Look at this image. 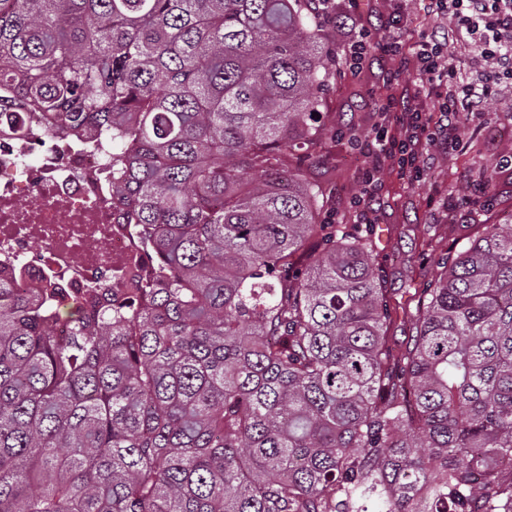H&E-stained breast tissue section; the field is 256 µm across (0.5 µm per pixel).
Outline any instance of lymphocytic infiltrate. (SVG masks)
Segmentation results:
<instances>
[{
    "label": "lymphocytic infiltrate",
    "mask_w": 512,
    "mask_h": 512,
    "mask_svg": "<svg viewBox=\"0 0 512 512\" xmlns=\"http://www.w3.org/2000/svg\"><path fill=\"white\" fill-rule=\"evenodd\" d=\"M427 12L452 19L447 37L425 33L414 46H406L402 30L408 20L398 10L390 15L382 33L354 26L342 35L352 76H361L367 58L375 55L398 62L400 69L414 68L436 101L433 116L414 97L403 104L390 97L381 104V111L391 113L399 134L390 137L381 132L361 144L368 160L365 192L377 190L380 173L391 158L412 178H420L425 145L441 138L454 141L460 110H479L493 85L512 81V0H427ZM460 41L473 47L477 61H494L495 70L476 80L461 78L450 54L451 45Z\"/></svg>",
    "instance_id": "1"
}]
</instances>
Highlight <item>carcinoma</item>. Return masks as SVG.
Returning <instances> with one entry per match:
<instances>
[{"instance_id":"obj_1","label":"carcinoma","mask_w":512,"mask_h":512,"mask_svg":"<svg viewBox=\"0 0 512 512\" xmlns=\"http://www.w3.org/2000/svg\"><path fill=\"white\" fill-rule=\"evenodd\" d=\"M312 2L0 0V108L111 134L152 257L86 309L0 274V512H512V216L434 261L396 357L307 172Z\"/></svg>"}]
</instances>
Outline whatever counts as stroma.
<instances>
[{
	"mask_svg": "<svg viewBox=\"0 0 512 512\" xmlns=\"http://www.w3.org/2000/svg\"><path fill=\"white\" fill-rule=\"evenodd\" d=\"M385 67L371 57L357 79L337 63L319 119L334 133L321 150L336 171L326 188L328 211L345 232L354 229L353 203L364 188V159L356 142L391 127L390 119L373 109L374 98L387 94ZM429 152L432 159L418 182L397 166H385L370 202L374 264L396 310L389 334L399 353L415 334L408 294L433 278L432 257L460 247L480 225L512 215V88L493 87L483 111L462 113L454 143L433 145Z\"/></svg>",
	"mask_w": 512,
	"mask_h": 512,
	"instance_id": "35a3bbf8",
	"label": "stroma"
}]
</instances>
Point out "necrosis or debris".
I'll return each instance as SVG.
<instances>
[{
    "label": "necrosis or debris",
    "mask_w": 512,
    "mask_h": 512,
    "mask_svg": "<svg viewBox=\"0 0 512 512\" xmlns=\"http://www.w3.org/2000/svg\"><path fill=\"white\" fill-rule=\"evenodd\" d=\"M111 141L0 120V271L19 288L105 298L150 267L112 194Z\"/></svg>",
    "instance_id": "necrosis-or-debris-1"
}]
</instances>
